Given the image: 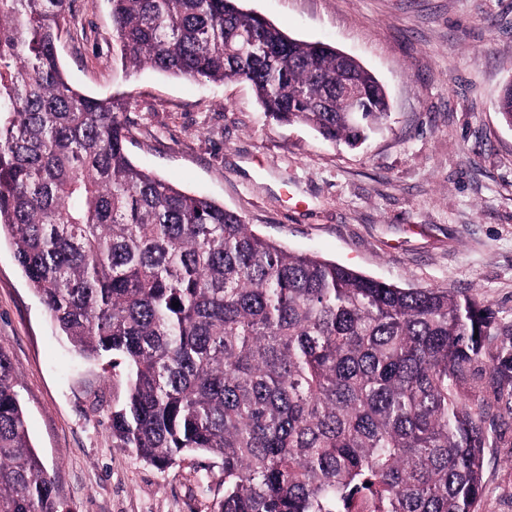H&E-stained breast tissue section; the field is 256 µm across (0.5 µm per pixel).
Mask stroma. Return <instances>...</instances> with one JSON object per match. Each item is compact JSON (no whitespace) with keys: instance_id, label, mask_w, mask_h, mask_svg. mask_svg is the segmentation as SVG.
<instances>
[{"instance_id":"obj_1","label":"stroma","mask_w":512,"mask_h":512,"mask_svg":"<svg viewBox=\"0 0 512 512\" xmlns=\"http://www.w3.org/2000/svg\"><path fill=\"white\" fill-rule=\"evenodd\" d=\"M290 37L358 59L386 90L388 128L351 149L265 116L250 83L126 68L110 0H71L57 44L71 83L126 103L133 163L243 215L261 235L403 288L486 300L512 320V0H238ZM0 347L29 439L72 512H214L219 459L158 469L117 447L124 367L87 360L0 240ZM477 512H512V447L485 454Z\"/></svg>"}]
</instances>
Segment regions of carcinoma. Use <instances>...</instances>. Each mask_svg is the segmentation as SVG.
<instances>
[{
	"label": "carcinoma",
	"instance_id": "obj_1",
	"mask_svg": "<svg viewBox=\"0 0 512 512\" xmlns=\"http://www.w3.org/2000/svg\"><path fill=\"white\" fill-rule=\"evenodd\" d=\"M111 2L128 67L247 81L272 119L350 147L390 117L369 70L238 0ZM68 4L0 0V234L66 340L126 364L112 439L158 469L220 459L214 512H476L486 449L512 444V321L291 252L137 167L124 103L61 66ZM338 74L368 111H341ZM497 111L512 126L511 90ZM17 387L0 346V512H64Z\"/></svg>",
	"mask_w": 512,
	"mask_h": 512
}]
</instances>
